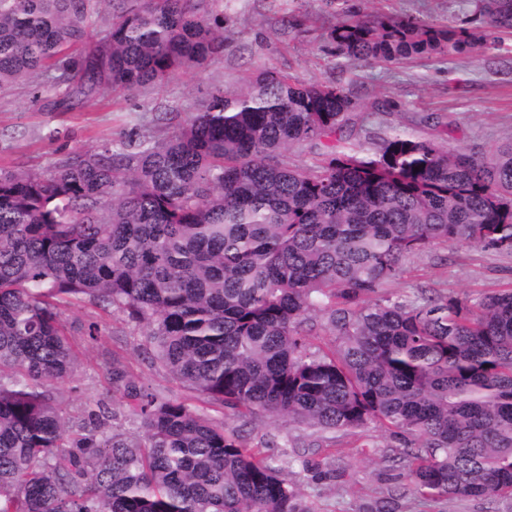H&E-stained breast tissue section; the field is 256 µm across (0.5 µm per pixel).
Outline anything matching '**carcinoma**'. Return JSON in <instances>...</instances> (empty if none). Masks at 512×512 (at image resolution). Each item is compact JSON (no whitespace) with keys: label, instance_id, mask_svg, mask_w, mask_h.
<instances>
[{"label":"carcinoma","instance_id":"carcinoma-1","mask_svg":"<svg viewBox=\"0 0 512 512\" xmlns=\"http://www.w3.org/2000/svg\"><path fill=\"white\" fill-rule=\"evenodd\" d=\"M218 2L0 0V91L39 74L65 104L160 86L224 52ZM476 9L475 28L377 17L330 37L349 62L481 54L512 0ZM353 109L340 87L260 69L168 137L0 169V512H314L274 445L148 391L115 351L112 395L73 417L53 384L77 375L65 314L85 305L239 418L317 439L371 424L400 436L414 492L512 498V287L392 292L438 246L512 255V141L393 132L369 153L346 147ZM117 400L142 431L113 423Z\"/></svg>","mask_w":512,"mask_h":512}]
</instances>
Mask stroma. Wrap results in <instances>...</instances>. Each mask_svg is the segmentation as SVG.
Wrapping results in <instances>:
<instances>
[{
  "label": "stroma",
  "mask_w": 512,
  "mask_h": 512,
  "mask_svg": "<svg viewBox=\"0 0 512 512\" xmlns=\"http://www.w3.org/2000/svg\"><path fill=\"white\" fill-rule=\"evenodd\" d=\"M223 55L201 70L180 74L158 88L108 93L75 110L57 107L60 89L43 79L0 93V166L44 169L68 152L125 135L164 136L209 98L215 88L234 92L256 70L274 68L305 83L342 87L355 104L354 144L372 149L376 137L400 130L420 139L436 135L427 122L444 115L451 146L488 151L512 139V32L504 44L478 56L380 62H347L328 38L341 22L365 15H407L437 23L471 26L474 0H224ZM395 286L408 294L434 285L453 295L478 297L512 284V256L476 246L436 248L405 263ZM101 334L90 339L89 323ZM67 329L79 354L78 378L54 391L72 415L106 396L112 353L124 356L149 391L224 417L253 446L285 441L287 424L269 418L243 423L196 392L172 381L144 360L138 332L120 316L88 306L67 313ZM397 440L369 426L317 448H296L288 468L315 512H373L387 489L401 493L397 512H512V500H431L413 494Z\"/></svg>",
  "instance_id": "stroma-1"
}]
</instances>
